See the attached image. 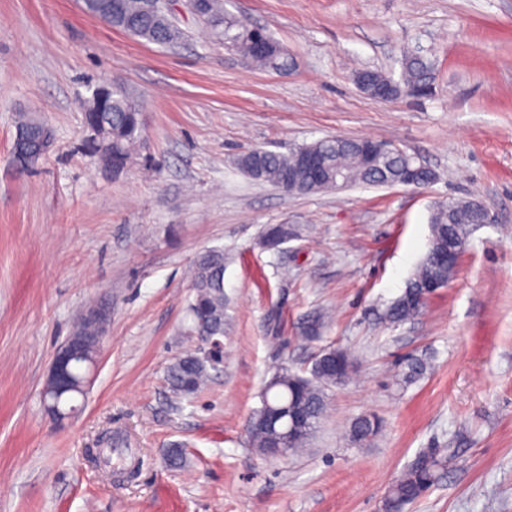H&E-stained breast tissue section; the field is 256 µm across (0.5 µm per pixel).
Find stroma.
Segmentation results:
<instances>
[{
  "label": "stroma",
  "instance_id": "35a3bbf8",
  "mask_svg": "<svg viewBox=\"0 0 512 512\" xmlns=\"http://www.w3.org/2000/svg\"><path fill=\"white\" fill-rule=\"evenodd\" d=\"M170 7L185 38L162 47L83 0H0V512H383L416 454L447 446L441 478L403 512H512V0H226L228 18L284 48L282 70L249 67L183 0ZM405 48L432 63V94H364L356 74L399 75ZM98 85L143 113L141 145L117 171L88 145ZM29 109L55 140L23 172L14 117ZM336 136L388 141L438 179L286 197L236 165ZM458 199L497 223L471 235L418 321L384 327L435 204ZM271 224L299 234L265 249ZM210 248L226 257L224 362L177 397L167 368L196 345L188 270ZM93 301L112 308L109 338L85 401L59 423L41 391ZM318 312L330 315L320 339L302 340ZM329 345L355 372L329 391L307 448L261 455L246 423L263 387ZM410 357L426 373L397 382L391 369ZM363 415L381 429L356 443Z\"/></svg>",
  "mask_w": 512,
  "mask_h": 512
}]
</instances>
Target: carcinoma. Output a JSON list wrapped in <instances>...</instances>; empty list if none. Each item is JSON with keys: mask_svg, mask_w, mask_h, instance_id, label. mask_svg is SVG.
Instances as JSON below:
<instances>
[{"mask_svg": "<svg viewBox=\"0 0 512 512\" xmlns=\"http://www.w3.org/2000/svg\"><path fill=\"white\" fill-rule=\"evenodd\" d=\"M200 15L215 37L251 63L270 69L287 65L288 57L282 47L269 54L256 50V42L273 41L263 29L240 22H224V0H200ZM86 9L112 27L135 37L166 45H175L184 38V31L175 22L148 8V0H85ZM375 84H394L399 95L412 88L433 86L431 65L416 52L405 51L401 58L400 78L395 80L379 71H369ZM85 124L101 126L102 136L92 141L94 153L101 164L112 169L124 167L137 150L143 132L139 105L125 91L114 88L90 101L84 114ZM326 157L329 183L326 190L343 189L355 184L388 186L400 183L403 169L409 160L398 154L389 155L381 167L366 170L360 164L357 141H346L340 152L336 141L322 138L310 143ZM239 168L256 181L274 187L280 185L285 174L294 175L292 195H303L321 190L300 169L297 151L287 154L254 149L238 158ZM477 218L470 201L440 202L430 218L429 247L403 291L386 307L383 320L395 326L417 319L427 300L424 284L431 280L450 281L456 263L444 257L453 249H464ZM224 250L212 248L198 254L193 261L191 278L194 298L189 306L192 336L224 335ZM354 364L351 355L339 348L321 349L312 361L308 374L287 368L275 373L261 395V406L251 417L253 426L248 434L251 446L264 454L273 445L274 432L268 424L257 419L262 412L278 417L283 410L297 411L302 419L297 423L296 436L288 437V448L295 453L305 447L309 437L320 423L326 407L327 390L346 382ZM212 369L200 349L188 351L167 368L166 381L176 395L196 393L209 377ZM379 430V422L370 416L355 419L350 435L356 442H364ZM452 448H428L419 453L400 477L392 484L384 501V512H402L403 508L421 498L436 482L439 472L453 456Z\"/></svg>", "mask_w": 512, "mask_h": 512, "instance_id": "cac0c4a2", "label": "carcinoma"}]
</instances>
